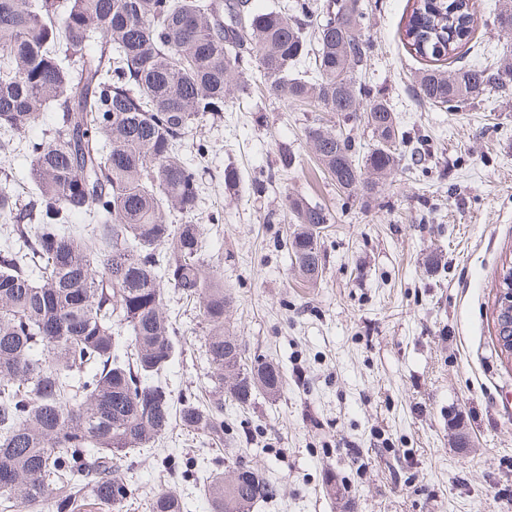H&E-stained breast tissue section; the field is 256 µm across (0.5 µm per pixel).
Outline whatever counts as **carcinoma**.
Segmentation results:
<instances>
[{"label":"carcinoma","instance_id":"1","mask_svg":"<svg viewBox=\"0 0 512 512\" xmlns=\"http://www.w3.org/2000/svg\"><path fill=\"white\" fill-rule=\"evenodd\" d=\"M314 13L311 0H0V181L22 149L34 186L24 205L0 188V512H117L133 497L127 454L176 422L217 444L224 397L244 406L283 387L273 363L241 366L224 325L230 296L198 224L203 170L180 147L200 117L250 95L257 74L291 107L364 117L373 140L361 154L321 124L304 135L339 189L373 193L371 176L401 161L403 133L387 100L354 79L369 58L363 8L328 0L316 25ZM495 22L512 35V0ZM476 24L473 0H413L404 40L430 62L416 80L425 102L456 111L512 85L509 64L444 69ZM49 105L48 132L24 139ZM285 207L298 226L289 251L312 281L332 215L294 199ZM76 214L87 223H71ZM166 283L198 304L216 393L207 406L174 403L159 381L179 333ZM235 474L231 485L210 477L212 512H250L274 495L256 471ZM149 512H183L181 497L159 491Z\"/></svg>","mask_w":512,"mask_h":512}]
</instances>
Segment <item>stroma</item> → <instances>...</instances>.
<instances>
[{
  "label": "stroma",
  "mask_w": 512,
  "mask_h": 512,
  "mask_svg": "<svg viewBox=\"0 0 512 512\" xmlns=\"http://www.w3.org/2000/svg\"><path fill=\"white\" fill-rule=\"evenodd\" d=\"M363 4L361 79L405 133L399 168L355 200L317 172L304 129L321 121L360 148L372 141L365 122L258 91L189 133L187 159L209 146L199 222L232 298L227 322L245 363L276 364L284 384L225 409L223 444L177 430L131 453L135 494L121 512H147L160 489L183 496L184 512H210L211 471L239 466L276 488L250 512H512V359L495 336L498 274L512 261V88L456 112L421 102L425 62L402 36L409 0ZM500 6L476 0L478 26L451 69L512 62V37L493 24ZM289 197L334 217L312 284L285 245ZM179 307L162 380L174 399H206L196 310Z\"/></svg>",
  "instance_id": "1"
}]
</instances>
